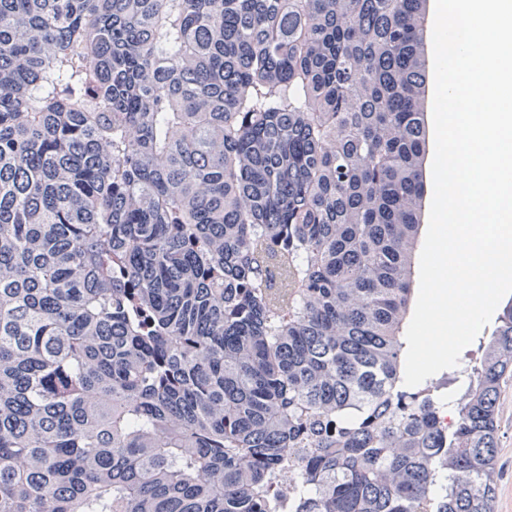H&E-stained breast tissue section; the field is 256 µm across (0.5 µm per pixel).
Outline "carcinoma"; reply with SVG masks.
<instances>
[{
    "instance_id": "cac0c4a2",
    "label": "carcinoma",
    "mask_w": 512,
    "mask_h": 512,
    "mask_svg": "<svg viewBox=\"0 0 512 512\" xmlns=\"http://www.w3.org/2000/svg\"><path fill=\"white\" fill-rule=\"evenodd\" d=\"M428 2L0 0V512H494L512 299L404 384Z\"/></svg>"
}]
</instances>
